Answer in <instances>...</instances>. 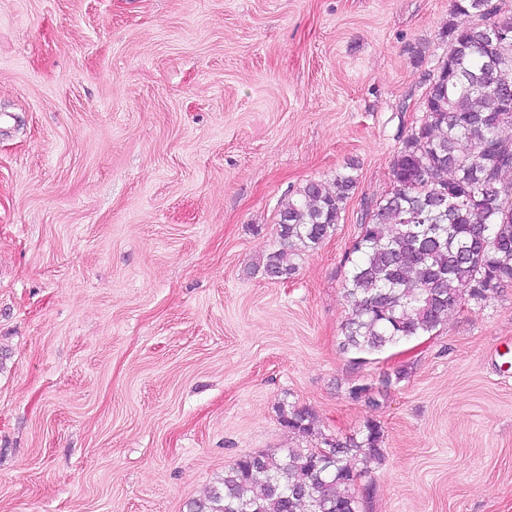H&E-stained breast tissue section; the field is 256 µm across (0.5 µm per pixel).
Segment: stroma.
<instances>
[{"mask_svg":"<svg viewBox=\"0 0 512 512\" xmlns=\"http://www.w3.org/2000/svg\"><path fill=\"white\" fill-rule=\"evenodd\" d=\"M452 5L0 0V512H186L245 456L370 422L363 512H512V286L340 347L343 257ZM351 163L335 234L267 278L281 202ZM282 418L286 427L303 437L310 436L314 432L313 416L306 407H292L287 413H283Z\"/></svg>","mask_w":512,"mask_h":512,"instance_id":"stroma-1","label":"stroma"}]
</instances>
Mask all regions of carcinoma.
<instances>
[{
  "instance_id": "1",
  "label": "carcinoma",
  "mask_w": 512,
  "mask_h": 512,
  "mask_svg": "<svg viewBox=\"0 0 512 512\" xmlns=\"http://www.w3.org/2000/svg\"><path fill=\"white\" fill-rule=\"evenodd\" d=\"M492 0H453L448 55L428 78L423 118L393 158V188L366 209L346 253L343 289L352 307L341 349L373 355L436 331L466 300L485 301L512 285V41L486 34ZM355 166L339 172L334 190L310 181L281 203L283 247L262 264L270 279L292 274V250H314L333 236L355 190ZM283 423L303 437L312 413L293 407ZM381 428L325 438L323 446L261 452L224 470L221 482L188 504L189 512H361L358 480L384 458Z\"/></svg>"
}]
</instances>
